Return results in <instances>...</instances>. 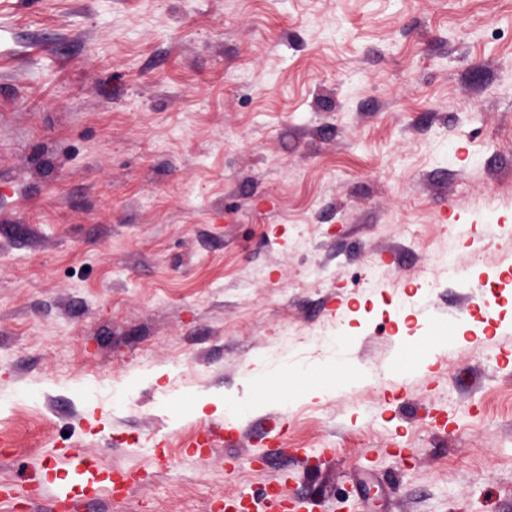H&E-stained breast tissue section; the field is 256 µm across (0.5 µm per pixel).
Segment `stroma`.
Wrapping results in <instances>:
<instances>
[{
    "label": "stroma",
    "mask_w": 512,
    "mask_h": 512,
    "mask_svg": "<svg viewBox=\"0 0 512 512\" xmlns=\"http://www.w3.org/2000/svg\"><path fill=\"white\" fill-rule=\"evenodd\" d=\"M450 259L468 285L406 287ZM197 393L265 402L202 463ZM68 447L147 478L89 512L277 476L307 512H512V0H0V512H49Z\"/></svg>",
    "instance_id": "obj_1"
}]
</instances>
